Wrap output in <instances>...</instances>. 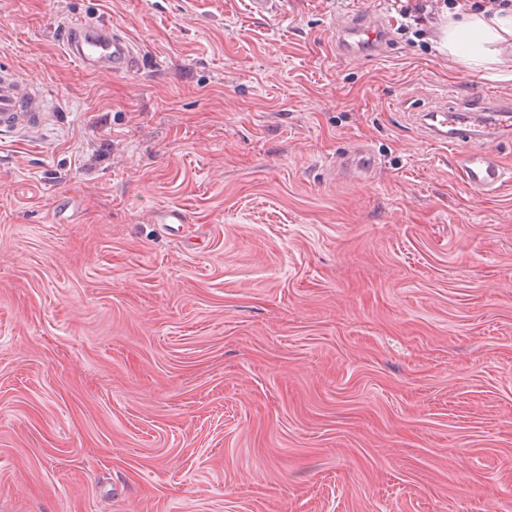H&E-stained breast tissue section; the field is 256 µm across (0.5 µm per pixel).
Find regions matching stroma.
<instances>
[{
    "label": "stroma",
    "mask_w": 512,
    "mask_h": 512,
    "mask_svg": "<svg viewBox=\"0 0 512 512\" xmlns=\"http://www.w3.org/2000/svg\"><path fill=\"white\" fill-rule=\"evenodd\" d=\"M482 5L0 0L51 107L0 141V512H512V187L421 122L512 99L441 46ZM72 19L138 73L69 62ZM59 41L64 56L91 73H133L141 64L139 45L110 23L70 20L61 27ZM340 50L347 55H359L367 48H378L387 38V23L372 21L369 25L348 23L337 33Z\"/></svg>",
    "instance_id": "1"
}]
</instances>
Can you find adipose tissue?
I'll return each mask as SVG.
<instances>
[{
  "mask_svg": "<svg viewBox=\"0 0 512 512\" xmlns=\"http://www.w3.org/2000/svg\"><path fill=\"white\" fill-rule=\"evenodd\" d=\"M442 42L449 56L474 69L512 78V11L466 12L449 21Z\"/></svg>",
  "mask_w": 512,
  "mask_h": 512,
  "instance_id": "ef3b65f1",
  "label": "adipose tissue"
}]
</instances>
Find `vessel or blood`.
I'll use <instances>...</instances> for the list:
<instances>
[{
    "mask_svg": "<svg viewBox=\"0 0 512 512\" xmlns=\"http://www.w3.org/2000/svg\"><path fill=\"white\" fill-rule=\"evenodd\" d=\"M336 38L344 54L358 55L385 42L387 24L349 23L337 31ZM59 41L64 56L91 73L127 74L135 72L141 64L139 45L124 30L109 23L70 20L61 27ZM45 110L46 100L37 83L0 72V132L33 125L41 120ZM427 118L426 130L431 138L460 150L461 177L470 190L492 195L512 180V173L505 170L494 151L469 148L476 130L458 107L444 100L436 102Z\"/></svg>",
    "mask_w": 512,
    "mask_h": 512,
    "instance_id": "1",
    "label": "vessel or blood"
}]
</instances>
